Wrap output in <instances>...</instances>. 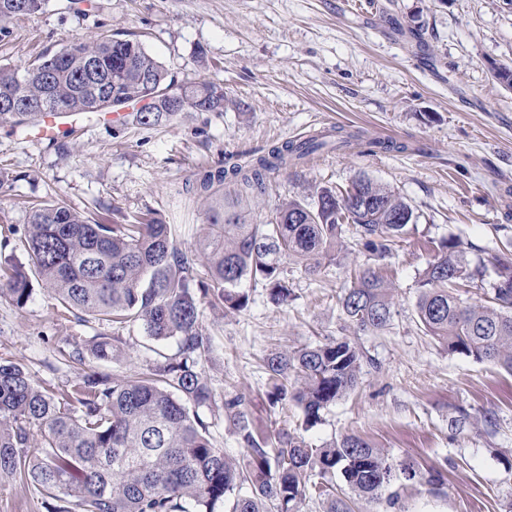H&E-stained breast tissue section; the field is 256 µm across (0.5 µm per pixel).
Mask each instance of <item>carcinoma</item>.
Masks as SVG:
<instances>
[{
  "instance_id": "obj_1",
  "label": "carcinoma",
  "mask_w": 512,
  "mask_h": 512,
  "mask_svg": "<svg viewBox=\"0 0 512 512\" xmlns=\"http://www.w3.org/2000/svg\"><path fill=\"white\" fill-rule=\"evenodd\" d=\"M44 0H0V23L40 11ZM120 84L130 122L156 126L173 113L166 91L178 92L187 112L224 111V88L214 82L169 79L166 67L133 39L100 36L54 53L37 54L24 70L0 66V98H43L53 111L101 112L112 83ZM42 113L2 112L0 126L34 124ZM360 135L342 127L272 145L242 165L197 174L191 190L205 203L203 224L189 257L171 225L144 217L104 224L72 209L61 197L31 206L25 231L29 265H0V297L17 306L29 300L37 276L56 302L64 325L88 316L102 326L140 323L153 340L175 339L177 352L158 354L137 375L84 372L63 388L36 382L0 357V475L41 497L48 512H299L307 499L324 512H356L360 499L386 501L399 480L429 487L441 474L388 460L350 433L320 446L288 433L258 440L236 396L219 400L204 368L212 339L201 321L202 292L212 308L240 311L249 280L283 304L291 296L283 263L305 274L347 251L352 234L377 260L401 247L417 216L387 187L358 177L344 190L322 188L314 202L283 204L257 224L248 203L265 193L269 176L302 163L334 143ZM360 195L350 209L344 205ZM497 279L476 299L459 289L475 277L456 240H442L438 256L419 274L415 315L426 334L452 354L489 361L512 373V263L492 257ZM393 285L376 267L354 271L340 298L345 321L358 332L392 325ZM70 357L112 363L124 356L119 336L100 332L86 341L70 336ZM369 360L344 337L266 357L276 404L293 401L301 428L357 385ZM233 418L246 447L238 460L216 446L205 413ZM38 446L43 455L31 457Z\"/></svg>"
}]
</instances>
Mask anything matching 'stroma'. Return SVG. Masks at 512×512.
I'll list each match as a JSON object with an SVG mask.
<instances>
[{"label":"stroma","mask_w":512,"mask_h":512,"mask_svg":"<svg viewBox=\"0 0 512 512\" xmlns=\"http://www.w3.org/2000/svg\"><path fill=\"white\" fill-rule=\"evenodd\" d=\"M104 34L139 35L176 83L224 88L220 112H181L159 126L74 116L54 139L33 126H0V258L26 263L28 203L63 196L107 224L134 217L170 224L182 246L197 232L199 202L185 185L204 169L261 152L316 129L342 126L402 142L403 150L325 149L271 174L251 217H272L288 200L310 202L322 187L345 189L360 175L402 197L417 224L379 267L395 286L390 329L355 335L339 299L347 266L311 275L287 265L288 304L246 285L240 311L201 304L213 342L205 370L218 395L244 399L256 436L285 429L311 444L356 433L397 461L437 467L440 493L397 486L395 506L360 512H503L512 500V374L448 353L415 318L418 279L442 239L461 241L471 266L512 237V90L493 77L512 68V0H45L41 11L0 35V65L25 68L36 53ZM96 322L59 325L40 280L24 307L0 297V357L35 381L62 387L85 370L131 375L155 352L174 354L141 324L122 330L126 356L100 363L64 357L70 336L92 338ZM341 337L367 352L358 384L302 430L296 404L273 407L265 357ZM495 427H486L484 413Z\"/></svg>","instance_id":"35a3bbf8"}]
</instances>
